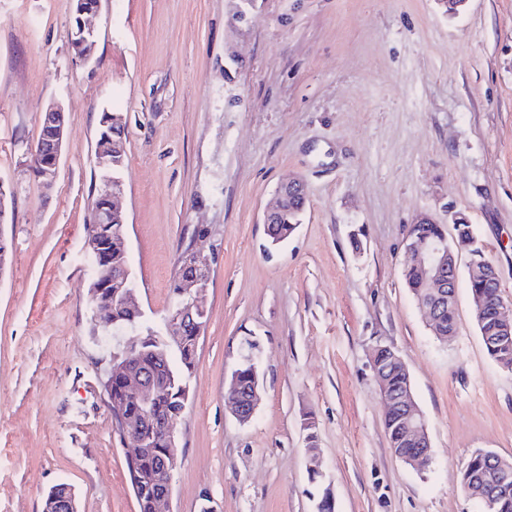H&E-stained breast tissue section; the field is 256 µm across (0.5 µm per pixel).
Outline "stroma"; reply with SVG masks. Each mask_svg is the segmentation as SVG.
Masks as SVG:
<instances>
[{
	"instance_id": "1",
	"label": "stroma",
	"mask_w": 512,
	"mask_h": 512,
	"mask_svg": "<svg viewBox=\"0 0 512 512\" xmlns=\"http://www.w3.org/2000/svg\"><path fill=\"white\" fill-rule=\"evenodd\" d=\"M75 0H0V183L12 257L0 273V512H139L103 388L112 343L86 250L102 113H123L125 248L143 321L162 328L182 241L220 248L205 302L169 512H480L460 473L512 459V371L489 357L460 254L457 334L430 333L407 287L426 213L475 228L512 304V0H103L93 58L70 45ZM236 63H229V55ZM68 147L44 186L32 151L49 103ZM303 183L295 232L271 245L280 185ZM399 352L430 461L391 449L372 367ZM254 349L260 399L240 423L224 383ZM316 448L319 477L309 470ZM478 452L472 453L461 472V487L464 492L470 488L473 481L490 477L489 464Z\"/></svg>"
}]
</instances>
